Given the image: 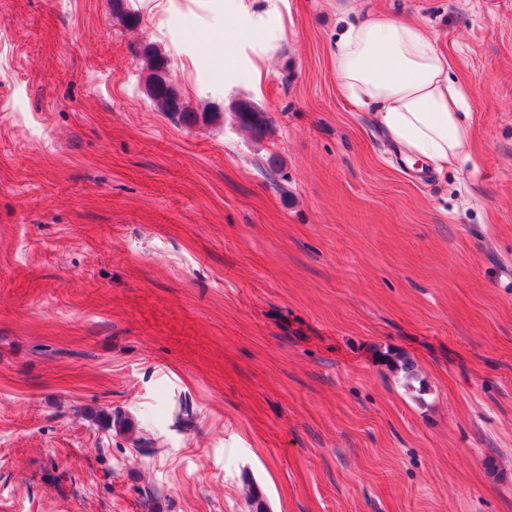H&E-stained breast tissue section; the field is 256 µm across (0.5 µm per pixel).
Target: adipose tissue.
I'll return each mask as SVG.
<instances>
[{
    "mask_svg": "<svg viewBox=\"0 0 512 512\" xmlns=\"http://www.w3.org/2000/svg\"><path fill=\"white\" fill-rule=\"evenodd\" d=\"M334 70L343 96L371 110L405 157L440 171L465 153L473 135L463 114L467 89L417 22L378 13L347 23L336 38Z\"/></svg>",
    "mask_w": 512,
    "mask_h": 512,
    "instance_id": "adipose-tissue-1",
    "label": "adipose tissue"
}]
</instances>
